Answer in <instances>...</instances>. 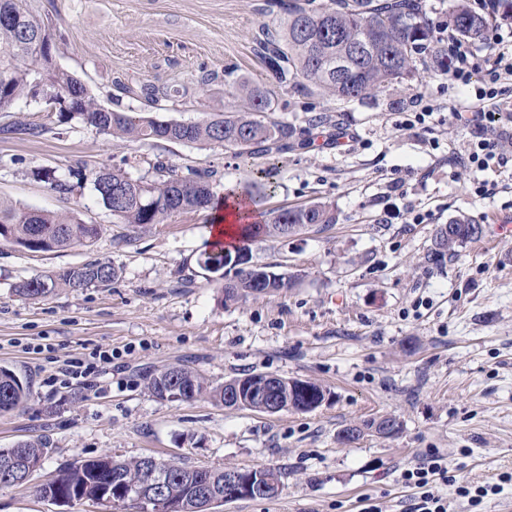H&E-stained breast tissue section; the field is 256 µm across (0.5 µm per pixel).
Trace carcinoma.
I'll return each instance as SVG.
<instances>
[{
	"instance_id": "carcinoma-1",
	"label": "carcinoma",
	"mask_w": 512,
	"mask_h": 512,
	"mask_svg": "<svg viewBox=\"0 0 512 512\" xmlns=\"http://www.w3.org/2000/svg\"><path fill=\"white\" fill-rule=\"evenodd\" d=\"M268 7L279 9L272 24L261 27L260 46L263 60L275 83L283 91H301L311 84L338 102L362 101L381 93L392 84L411 76L417 62L431 54L437 71L448 73V52L435 45L433 21L429 14L434 4L429 0H269ZM34 17L31 0H0V100L13 105L35 97V82L43 77L47 52L38 45L27 27ZM448 25L460 37L480 40L485 37L488 19L472 11L465 0H448ZM51 101L57 102L58 122H75L119 139L165 140L187 144H220L234 148L241 155L278 154L288 147L296 129L284 122H264L257 112L274 111L271 94L247 81L225 72L228 94L240 101L234 111L215 113L201 122H178L140 112L117 111L102 107L87 86L60 67L47 77ZM151 107L161 110L169 94L153 86L141 88ZM151 179L133 178L122 169L101 167L86 169L79 164L68 174L58 176L51 170H38L35 176L48 189L60 195L70 194L75 187L90 183L102 205L123 224L145 228L163 224L174 214L213 209L221 198L233 194L259 208L264 196L253 193L250 185L224 187L214 192L213 172L189 169L183 173L165 160L153 165ZM337 223L336 210L327 202L281 209L269 218L242 227L243 239L287 237L307 224L328 227ZM451 230H438L430 261L453 260L458 248L481 237L474 232L475 223L462 217L449 222ZM101 234L97 224L84 223L75 213H54L20 207L0 201V239H7L30 252L61 250L77 245L91 246ZM249 255L246 247L235 251L219 245L203 252L198 264L206 271L224 269V258ZM268 272L269 267L246 266L237 273L231 288L224 289V303H235L256 295L259 289L271 293L290 288L293 280L265 278L258 281L254 270ZM118 278V270L109 260L93 259L81 265L52 271L18 282L15 291L27 298L45 297L60 289L78 291L91 286L107 287ZM181 383L193 400L208 396L224 402V386H212L196 371L187 367H165L152 373L147 388L152 396H170L172 381ZM324 388L311 381L305 387H276L267 394L281 402H289L296 410L311 407L324 399ZM30 388L13 371L0 368V414L28 405ZM376 429L386 438L399 432L401 423L390 417L380 422L366 421L356 431ZM48 442L26 440L12 448H0V468L5 460L24 454L45 457ZM166 470V483L161 492L182 504L184 512L193 509L191 489L202 483V475L172 460L161 461ZM130 486L145 480L143 462L123 461L109 455L83 459L59 470L51 486L39 488L43 498L61 496L71 501L94 500L100 492L112 495L116 471Z\"/></svg>"
}]
</instances>
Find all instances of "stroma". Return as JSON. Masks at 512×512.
Instances as JSON below:
<instances>
[{"mask_svg":"<svg viewBox=\"0 0 512 512\" xmlns=\"http://www.w3.org/2000/svg\"><path fill=\"white\" fill-rule=\"evenodd\" d=\"M265 0H32L62 40L56 61L106 108L147 111L141 85L170 93L165 118L197 122L224 109L225 70L270 91L267 121L305 129L306 146L274 156H236L218 144L123 141L58 123L41 102L0 112V123L45 126L36 140L0 139V200L75 212L102 232L93 246L33 253L0 239V367L26 375L24 410L0 414V448L40 438L48 452L21 486L0 489V512H143L139 503L52 502L39 489L57 471L103 454L153 455L187 467H271L284 488L272 500H240L216 512H407L418 498L400 473L431 451L447 455L461 482L512 475V161L482 173L467 164L471 127L448 109L474 89L418 66L411 78L361 102L317 88L282 91L256 37ZM215 74L210 84L201 78ZM426 113L425 123L413 120ZM325 122L309 128L311 115ZM164 158L214 173L217 185L248 184L275 166L265 211L335 205L338 221L250 242L251 262L292 276L291 288L225 305L215 274L197 259L209 248L211 211L133 228L118 222L91 186L61 195L35 178L76 161L152 177ZM496 193H473L477 179ZM466 216L484 227L453 261L426 254L442 224ZM105 259L119 268L106 288L15 295L23 279ZM45 345L42 353L34 345ZM113 352L90 381L49 387L61 360ZM195 369L213 385L247 373L308 380L327 390L310 412L272 415L208 398L153 397L147 377L166 366ZM396 416L400 432L340 444L343 429ZM475 506L440 483L450 512H512V483Z\"/></svg>","mask_w":512,"mask_h":512,"instance_id":"1","label":"stroma"}]
</instances>
